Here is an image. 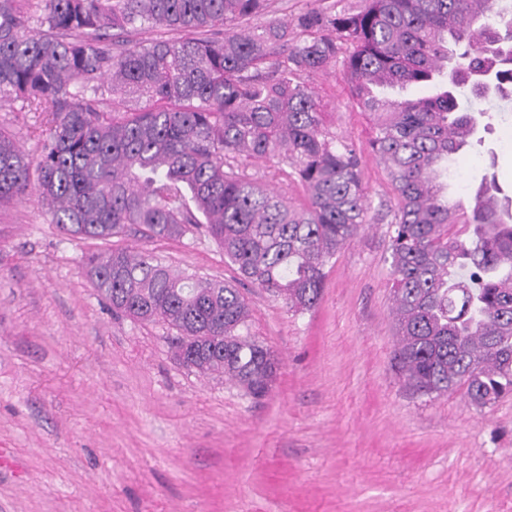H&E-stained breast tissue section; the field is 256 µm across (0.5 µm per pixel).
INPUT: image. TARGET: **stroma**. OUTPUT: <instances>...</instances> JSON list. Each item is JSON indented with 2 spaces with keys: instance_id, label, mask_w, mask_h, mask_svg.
<instances>
[{
  "instance_id": "1",
  "label": "stroma",
  "mask_w": 512,
  "mask_h": 512,
  "mask_svg": "<svg viewBox=\"0 0 512 512\" xmlns=\"http://www.w3.org/2000/svg\"><path fill=\"white\" fill-rule=\"evenodd\" d=\"M359 0H269L250 26L293 22ZM313 86L326 128L361 151L379 219L327 265L320 304L297 314L245 288L249 332L279 360L269 393L197 373L170 332L113 313L82 256L145 251L180 272L232 280L203 230L129 231L105 240L61 231L37 199L0 204V512H512V398L477 409L463 391H406L393 365L389 231L394 206L372 153V117L340 70ZM488 114L482 143L453 163L452 198L496 172L512 195V102ZM38 112L0 105V125L36 155Z\"/></svg>"
}]
</instances>
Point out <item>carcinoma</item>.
<instances>
[{
  "mask_svg": "<svg viewBox=\"0 0 512 512\" xmlns=\"http://www.w3.org/2000/svg\"><path fill=\"white\" fill-rule=\"evenodd\" d=\"M0 0V101L45 114L30 156L0 128V202L35 196L68 233L135 225L175 239L205 227L243 280L295 313L322 299L325 267L372 202L354 145L327 131L312 81L342 65L373 117L391 221L395 366L421 396L462 389L479 408L512 394V199L483 175L468 203L446 196L448 164L482 142L475 99H512V3L362 0L291 25L239 24L268 0ZM181 33L147 45L142 27ZM488 75L484 82L482 75ZM432 93L390 98L382 87ZM133 105L118 112L112 95ZM264 157L307 193L295 206L238 166ZM86 274L112 310L175 331V356L254 396L278 370L248 331L237 285L174 272L147 252L92 253Z\"/></svg>",
  "mask_w": 512,
  "mask_h": 512,
  "instance_id": "obj_1",
  "label": "carcinoma"
}]
</instances>
